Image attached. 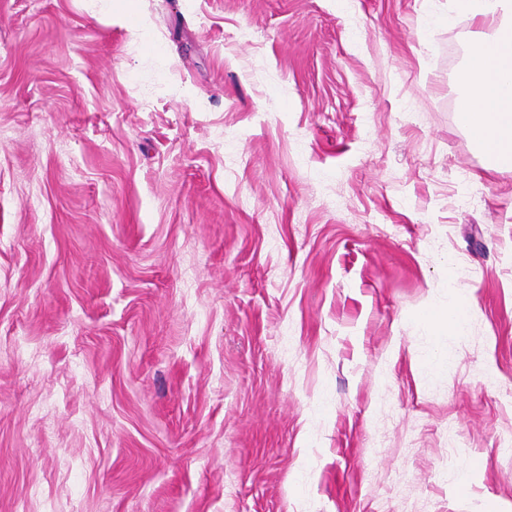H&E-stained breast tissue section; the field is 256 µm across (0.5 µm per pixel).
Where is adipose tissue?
I'll return each instance as SVG.
<instances>
[{
  "instance_id": "obj_1",
  "label": "adipose tissue",
  "mask_w": 512,
  "mask_h": 512,
  "mask_svg": "<svg viewBox=\"0 0 512 512\" xmlns=\"http://www.w3.org/2000/svg\"><path fill=\"white\" fill-rule=\"evenodd\" d=\"M462 6L490 37L476 39L459 81L468 92L460 114L493 168L512 171V56L497 47L512 42V0H463Z\"/></svg>"
}]
</instances>
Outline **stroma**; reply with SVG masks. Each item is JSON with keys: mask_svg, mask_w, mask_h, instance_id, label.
Segmentation results:
<instances>
[{"mask_svg": "<svg viewBox=\"0 0 512 512\" xmlns=\"http://www.w3.org/2000/svg\"><path fill=\"white\" fill-rule=\"evenodd\" d=\"M137 14L0 0V512H512V172L460 120L469 15Z\"/></svg>", "mask_w": 512, "mask_h": 512, "instance_id": "stroma-1", "label": "stroma"}]
</instances>
